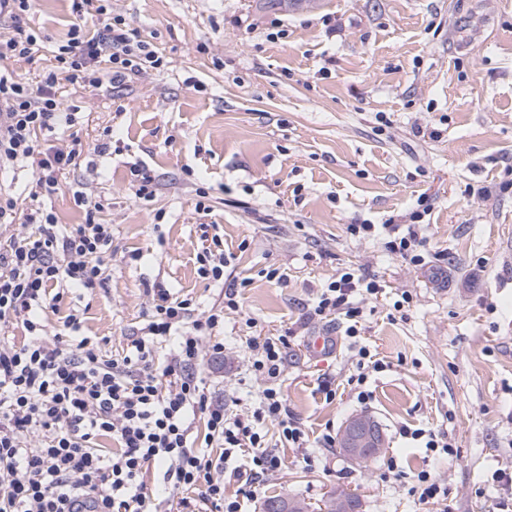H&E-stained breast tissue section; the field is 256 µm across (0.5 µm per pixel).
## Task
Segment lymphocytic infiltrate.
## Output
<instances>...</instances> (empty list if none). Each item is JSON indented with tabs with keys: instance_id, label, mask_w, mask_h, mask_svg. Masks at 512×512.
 Here are the masks:
<instances>
[{
	"instance_id": "lymphocytic-infiltrate-1",
	"label": "lymphocytic infiltrate",
	"mask_w": 512,
	"mask_h": 512,
	"mask_svg": "<svg viewBox=\"0 0 512 512\" xmlns=\"http://www.w3.org/2000/svg\"><path fill=\"white\" fill-rule=\"evenodd\" d=\"M75 21L58 46L53 68L29 81L12 67L34 60L44 37L31 27V0H0V332L20 327L29 335L17 346L0 340V512H72L86 500L91 512H153L141 480L156 463L166 464L165 483L197 491L208 512H242L252 486L278 473L280 456L265 441L261 423L281 429L285 442L303 447L305 433L288 409L278 380L289 348L287 336H254L248 342L252 370L264 388L251 417L233 414L214 400L200 369L204 355L220 358L214 338L225 313L242 314L238 281L224 279V243L212 237L197 255L202 278L224 285L221 305L198 310L192 299L163 284L149 290L151 313L123 356L105 359L98 343L80 335L81 317L64 315L63 332L47 331L76 288H100L112 260V227L105 224L102 196L76 189L77 224H62L46 199L62 178L80 167L86 147L65 139L75 125L61 82L97 91L160 70L163 58L139 39L125 18L101 0H68ZM30 169L27 199L16 197L6 173ZM431 209L419 200L406 227L349 225L357 238L382 231L384 247L414 266L425 263L422 221ZM381 281L346 270L319 289L311 314L340 320L354 338L363 310L356 297L378 298ZM171 341L166 356L160 342ZM203 419L205 448H196L192 425ZM108 438L112 447H100ZM219 455H211L209 446ZM239 481L237 498L226 494L227 477Z\"/></svg>"
}]
</instances>
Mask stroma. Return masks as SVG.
Segmentation results:
<instances>
[{
  "mask_svg": "<svg viewBox=\"0 0 512 512\" xmlns=\"http://www.w3.org/2000/svg\"><path fill=\"white\" fill-rule=\"evenodd\" d=\"M111 7L159 48L164 67L116 88L66 92L82 113L73 133L91 148V167L63 179L49 203L60 223H78L72 186L91 180L112 226L105 286L64 299L81 314L82 335L106 356L122 355L157 281L201 306L221 303L223 290L199 276L196 260L206 235H219L225 278L251 280L241 300L257 327L225 318L223 361H203L210 391L251 414L264 383L250 370L247 341L287 335L280 384L309 439L291 447L267 424L282 470L256 484L244 512H261L272 495L319 512L337 489L358 496L363 512H512V486L496 480L512 474V0ZM73 21L64 0H34L30 24L53 44ZM107 128L121 148L101 156L93 147ZM134 161L155 178L152 201L127 191ZM198 178L212 188L200 214ZM472 185L484 196L469 195ZM421 198L431 206L425 265L347 230L405 223ZM272 267L286 283L268 281ZM348 268L387 285L366 302L355 341L310 316L318 289ZM404 291L413 300L394 311ZM321 333L337 346L315 357L304 341ZM361 345L384 365L368 374L365 405L352 383ZM359 411L376 417L386 440L362 465L318 445ZM404 427L445 435L452 456L402 437ZM424 470L441 486L426 503L412 492Z\"/></svg>",
  "mask_w": 512,
  "mask_h": 512,
  "instance_id": "35a3bbf8",
  "label": "stroma"
}]
</instances>
